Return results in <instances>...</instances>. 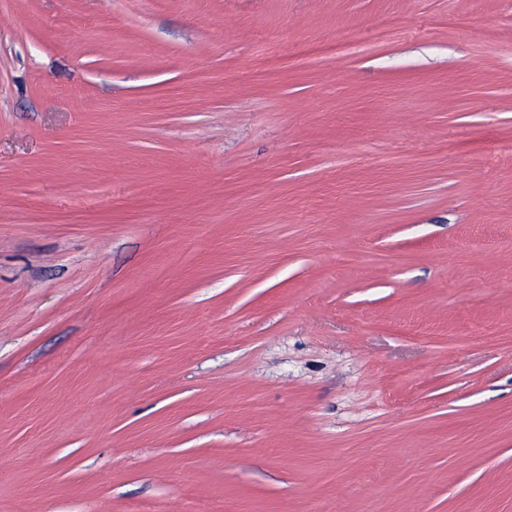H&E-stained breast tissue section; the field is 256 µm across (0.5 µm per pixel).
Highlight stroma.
<instances>
[{
	"label": "stroma",
	"instance_id": "obj_1",
	"mask_svg": "<svg viewBox=\"0 0 512 512\" xmlns=\"http://www.w3.org/2000/svg\"><path fill=\"white\" fill-rule=\"evenodd\" d=\"M0 512H512V0H0Z\"/></svg>",
	"mask_w": 512,
	"mask_h": 512
}]
</instances>
